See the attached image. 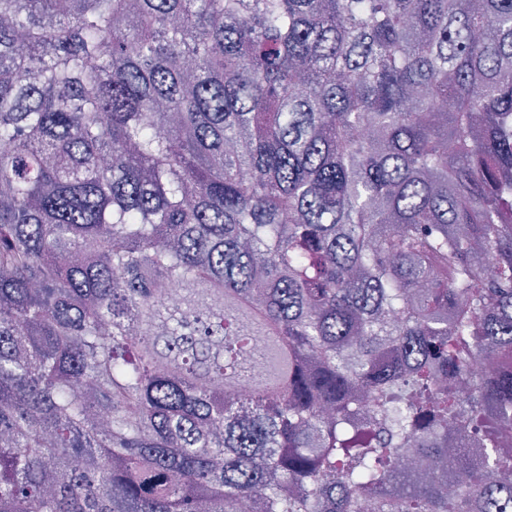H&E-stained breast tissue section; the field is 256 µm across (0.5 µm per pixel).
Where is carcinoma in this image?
<instances>
[{"label": "carcinoma", "instance_id": "cac0c4a2", "mask_svg": "<svg viewBox=\"0 0 512 512\" xmlns=\"http://www.w3.org/2000/svg\"><path fill=\"white\" fill-rule=\"evenodd\" d=\"M509 430L512 0H0V512H503Z\"/></svg>", "mask_w": 512, "mask_h": 512}]
</instances>
